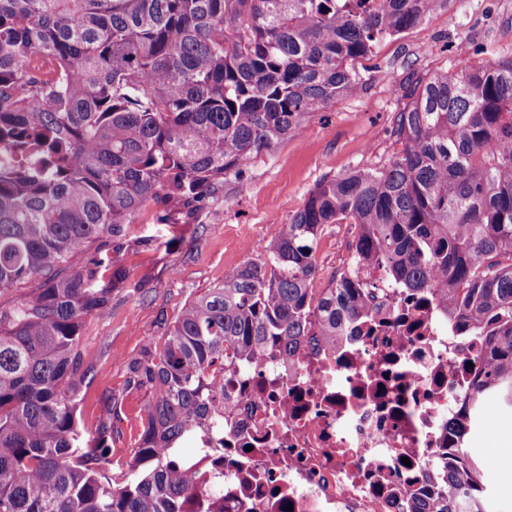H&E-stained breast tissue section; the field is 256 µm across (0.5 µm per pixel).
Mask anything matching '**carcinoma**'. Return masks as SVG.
<instances>
[{
  "label": "carcinoma",
  "mask_w": 512,
  "mask_h": 512,
  "mask_svg": "<svg viewBox=\"0 0 512 512\" xmlns=\"http://www.w3.org/2000/svg\"><path fill=\"white\" fill-rule=\"evenodd\" d=\"M0 0V291L43 277L0 311V512H217L220 487L177 448L224 426V363L292 353L317 323L336 344L367 317L354 272L434 292L484 337L464 397L512 412V58L405 88L388 166L324 180L261 246L189 300L163 344L128 363L149 398L130 458L118 414L85 439L75 389L81 320L128 272L86 245L122 237L149 205L183 222L243 164L359 89L355 62L423 24L441 0ZM357 230L351 269L320 298L318 236ZM111 271L100 284V271ZM473 420L457 419L465 442ZM117 465L121 476L109 477ZM477 458L448 449L441 487L411 512H487Z\"/></svg>",
  "instance_id": "obj_1"
}]
</instances>
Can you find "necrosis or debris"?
Wrapping results in <instances>:
<instances>
[{"mask_svg": "<svg viewBox=\"0 0 512 512\" xmlns=\"http://www.w3.org/2000/svg\"><path fill=\"white\" fill-rule=\"evenodd\" d=\"M360 278L373 311L336 347L225 367L224 426L186 462L223 481L224 512H408L437 490L483 345L433 296Z\"/></svg>", "mask_w": 512, "mask_h": 512, "instance_id": "necrosis-or-debris-1", "label": "necrosis or debris"}]
</instances>
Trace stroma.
Listing matches in <instances>:
<instances>
[{"mask_svg":"<svg viewBox=\"0 0 512 512\" xmlns=\"http://www.w3.org/2000/svg\"><path fill=\"white\" fill-rule=\"evenodd\" d=\"M510 57L512 0H444L423 25L382 39L372 56L356 62L358 93L328 104L294 137L247 162L243 180H225L190 223H157L150 206L126 225L112 256L128 271L129 284L80 326L78 349L89 368L77 395L83 435L92 436L108 408H116L121 438L115 455L127 457L147 401L144 392L126 387L129 360L147 342H163L185 303L220 282L227 269L261 261L256 241H269L320 182L389 163L400 149L392 117L406 104L408 78ZM354 238L349 224L323 229L316 287L342 269ZM467 444L494 480V512H512V424L485 417Z\"/></svg>","mask_w":512,"mask_h":512,"instance_id":"35a3bbf8","label":"stroma"}]
</instances>
